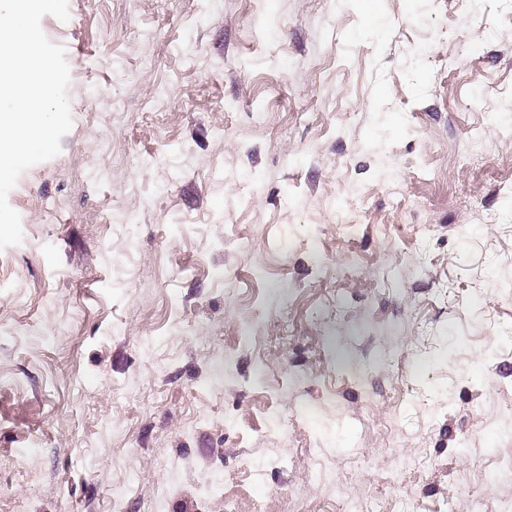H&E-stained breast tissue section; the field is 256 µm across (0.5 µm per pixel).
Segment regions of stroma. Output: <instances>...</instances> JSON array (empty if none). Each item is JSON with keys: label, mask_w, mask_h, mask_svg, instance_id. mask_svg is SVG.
I'll return each mask as SVG.
<instances>
[{"label": "stroma", "mask_w": 512, "mask_h": 512, "mask_svg": "<svg viewBox=\"0 0 512 512\" xmlns=\"http://www.w3.org/2000/svg\"><path fill=\"white\" fill-rule=\"evenodd\" d=\"M68 2L0 512H507L512 0Z\"/></svg>", "instance_id": "stroma-1"}]
</instances>
